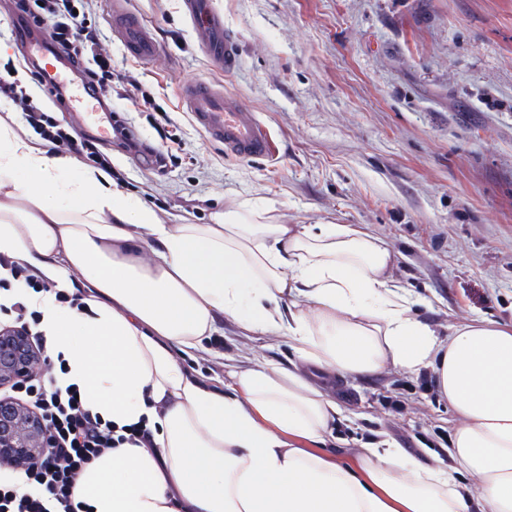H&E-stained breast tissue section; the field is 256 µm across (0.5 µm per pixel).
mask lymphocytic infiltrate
<instances>
[{"instance_id":"lymphocytic-infiltrate-1","label":"lymphocytic infiltrate","mask_w":512,"mask_h":512,"mask_svg":"<svg viewBox=\"0 0 512 512\" xmlns=\"http://www.w3.org/2000/svg\"><path fill=\"white\" fill-rule=\"evenodd\" d=\"M91 2L11 0V6L25 28L47 31L56 51L70 60L86 89L100 96L102 111L108 112L112 109V89L104 80L112 73V57L102 48L97 28L88 23ZM28 71L30 82L26 85L1 77L0 99L12 103L53 149L73 151L90 165L111 172L112 159L100 150L99 137L77 139L54 122L34 95L43 86L41 68L32 65ZM1 290L14 296L9 307L12 327L30 333L36 347L44 348L46 340L37 330L40 314L30 307L27 298L33 293L50 292V284L36 270L0 254ZM10 392L12 398L30 405L42 417L50 446L41 458L20 468L10 459H0L1 470H20L26 480L22 490L15 481H0V512H80L74 499L79 473L117 445L150 441L149 431L135 425L126 433H116L110 421L84 406L75 386L57 387L50 364H35L25 379L11 386Z\"/></svg>"}]
</instances>
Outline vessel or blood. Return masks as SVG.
I'll return each instance as SVG.
<instances>
[{
  "label": "vessel or blood",
  "instance_id": "1",
  "mask_svg": "<svg viewBox=\"0 0 512 512\" xmlns=\"http://www.w3.org/2000/svg\"><path fill=\"white\" fill-rule=\"evenodd\" d=\"M183 2L186 16L197 24L196 36L204 56L216 70L234 73L240 60V45L233 33L225 29L224 16L213 0ZM112 30L134 58L146 62L159 52L147 26L127 9L125 0L112 2ZM21 48L26 54L51 62L57 59L43 32L25 34ZM182 98L197 127L210 141L223 145L225 155L245 161L271 156L270 141L255 112L242 107L222 85L194 80L183 87Z\"/></svg>",
  "mask_w": 512,
  "mask_h": 512
}]
</instances>
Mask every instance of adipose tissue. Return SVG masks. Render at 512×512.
Here are the masks:
<instances>
[{
    "label": "adipose tissue",
    "instance_id": "1",
    "mask_svg": "<svg viewBox=\"0 0 512 512\" xmlns=\"http://www.w3.org/2000/svg\"><path fill=\"white\" fill-rule=\"evenodd\" d=\"M0 254L83 294L79 309L32 299L59 386L151 432L80 473L85 512H512V325L440 340L380 238L250 205L163 224L99 168L0 123ZM223 317L288 338L297 365L233 368L220 389L192 376L181 355ZM388 366L431 370L457 420L451 464L386 440L345 462L325 382Z\"/></svg>",
    "mask_w": 512,
    "mask_h": 512
}]
</instances>
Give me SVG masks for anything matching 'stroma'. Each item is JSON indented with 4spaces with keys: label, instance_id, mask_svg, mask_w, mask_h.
<instances>
[{
    "label": "stroma",
    "instance_id": "obj_1",
    "mask_svg": "<svg viewBox=\"0 0 512 512\" xmlns=\"http://www.w3.org/2000/svg\"><path fill=\"white\" fill-rule=\"evenodd\" d=\"M241 41L231 76L210 68L182 0H127L160 52L144 64L112 32V0L90 20L112 55V85L134 76L141 97L113 99L137 134L165 146L166 168L105 143L122 188L161 223H210L251 201L281 224H357L396 252L393 277L439 337L472 319L512 322V0H215ZM16 19L0 0V67L27 80ZM223 82L259 113L268 160L226 157L179 96L191 79ZM287 340L231 319L182 363L212 386L230 367L288 364ZM351 447L385 434L444 454L455 427L430 370L387 368L341 379Z\"/></svg>",
    "mask_w": 512,
    "mask_h": 512
}]
</instances>
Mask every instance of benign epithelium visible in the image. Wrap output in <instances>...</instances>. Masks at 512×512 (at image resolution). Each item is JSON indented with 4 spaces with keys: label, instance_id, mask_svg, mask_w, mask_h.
<instances>
[{
    "label": "benign epithelium",
    "instance_id": "benign-epithelium-1",
    "mask_svg": "<svg viewBox=\"0 0 512 512\" xmlns=\"http://www.w3.org/2000/svg\"><path fill=\"white\" fill-rule=\"evenodd\" d=\"M41 354L23 330L0 333V386L23 378ZM49 448L42 420L11 398H0V457L24 463Z\"/></svg>",
    "mask_w": 512,
    "mask_h": 512
}]
</instances>
